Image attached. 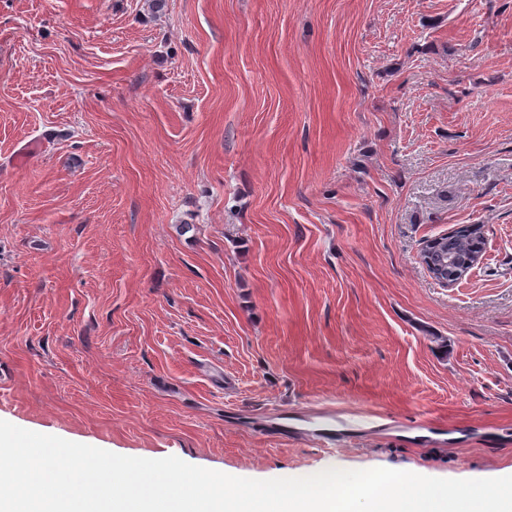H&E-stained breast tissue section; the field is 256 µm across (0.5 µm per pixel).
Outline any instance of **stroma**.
I'll use <instances>...</instances> for the list:
<instances>
[{"mask_svg": "<svg viewBox=\"0 0 512 512\" xmlns=\"http://www.w3.org/2000/svg\"><path fill=\"white\" fill-rule=\"evenodd\" d=\"M461 224L446 286L421 248ZM326 410L361 431L279 428ZM0 420L512 475V0H0Z\"/></svg>", "mask_w": 512, "mask_h": 512, "instance_id": "35a3bbf8", "label": "stroma"}]
</instances>
